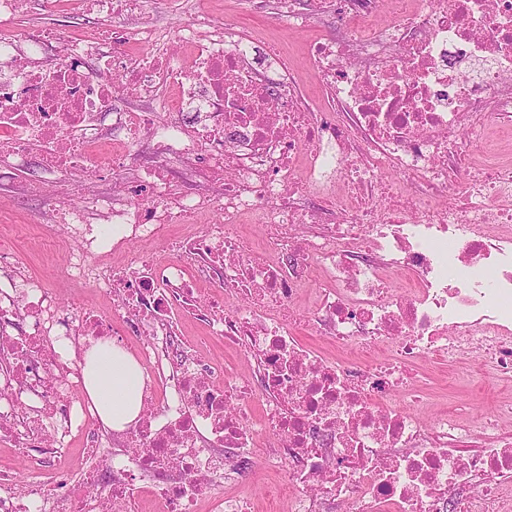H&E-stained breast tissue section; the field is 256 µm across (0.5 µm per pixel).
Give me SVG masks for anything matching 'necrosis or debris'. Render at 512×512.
Instances as JSON below:
<instances>
[{
  "label": "necrosis or debris",
  "instance_id": "obj_1",
  "mask_svg": "<svg viewBox=\"0 0 512 512\" xmlns=\"http://www.w3.org/2000/svg\"><path fill=\"white\" fill-rule=\"evenodd\" d=\"M145 3L0 0L1 157L38 154L55 176L39 192L59 194L72 174L123 167L143 139L157 154L135 185L63 200L56 214L84 227L68 270L111 291L110 316L80 305L55 334L50 288L0 281V444L40 451L26 491L0 469V512H250L204 490L258 456L301 485L290 512H498L512 401L481 424L444 414L425 432L386 399L418 398L412 366L429 354H474L488 375L512 376V157L489 148L464 177L448 170L484 138L485 117L512 127V0H279L289 28L342 22L306 46L309 86L286 51L259 60L252 37L218 30L206 9L158 0L189 14L173 33L142 21ZM36 4L96 22L51 60L54 33L18 28ZM120 90L135 105L115 107ZM190 106L196 118L182 122ZM214 211L219 223L187 232ZM247 224L264 231L249 247ZM131 237L145 248L123 265L90 264ZM308 291L310 311L294 318ZM186 317L209 338L187 340ZM116 321L136 326L151 378L126 451L72 400L82 380L70 341H109ZM301 326L359 370L305 349ZM386 336L389 354L375 358ZM211 338L250 354L249 374L200 363ZM74 432L82 467L46 471ZM98 483L109 504L86 495Z\"/></svg>",
  "mask_w": 512,
  "mask_h": 512
}]
</instances>
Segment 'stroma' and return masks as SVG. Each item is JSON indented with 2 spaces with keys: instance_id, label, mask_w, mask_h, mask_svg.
Segmentation results:
<instances>
[{
  "instance_id": "stroma-1",
  "label": "stroma",
  "mask_w": 512,
  "mask_h": 512,
  "mask_svg": "<svg viewBox=\"0 0 512 512\" xmlns=\"http://www.w3.org/2000/svg\"><path fill=\"white\" fill-rule=\"evenodd\" d=\"M211 8L218 23L230 24L251 31L258 43L284 42L294 61H301L306 45L318 38L333 36L335 25L315 22L302 30L288 29L275 14L252 17L247 0H199ZM36 156L16 161L12 192L0 199V243L13 244L16 261L36 275L57 295L62 312H70L78 297H86L89 309L106 315L112 299L105 293L85 294L82 280L65 275L64 270L81 243L79 235L54 224L59 197L23 195L27 183L48 180ZM418 385L426 397L424 404L411 412L422 428H432L440 413L456 415L461 420L477 421L492 417L502 400L512 401V377H489L480 361L464 355L457 359H420L414 366ZM275 475L266 472L262 458H255L248 475L213 487L216 495H245L253 502V512H287L285 498L269 496L268 488Z\"/></svg>"
}]
</instances>
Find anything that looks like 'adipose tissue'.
<instances>
[{
	"label": "adipose tissue",
	"mask_w": 512,
	"mask_h": 512,
	"mask_svg": "<svg viewBox=\"0 0 512 512\" xmlns=\"http://www.w3.org/2000/svg\"><path fill=\"white\" fill-rule=\"evenodd\" d=\"M80 367L88 401L105 428L122 431L138 420L144 377L133 356L116 344L95 343L84 350Z\"/></svg>",
	"instance_id": "1"
}]
</instances>
